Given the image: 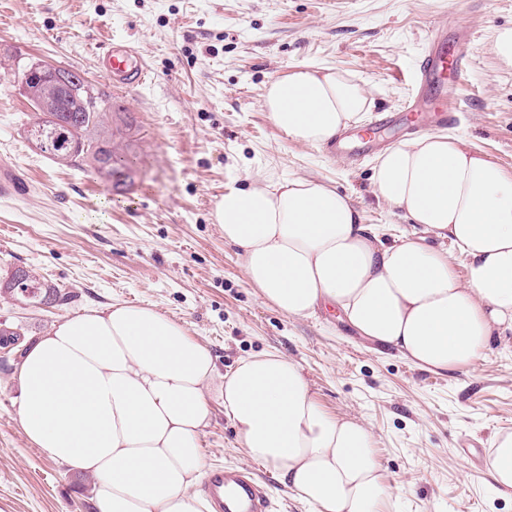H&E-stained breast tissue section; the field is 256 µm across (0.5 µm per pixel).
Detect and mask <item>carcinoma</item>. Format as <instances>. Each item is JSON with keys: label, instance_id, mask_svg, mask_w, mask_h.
<instances>
[{"label": "carcinoma", "instance_id": "1", "mask_svg": "<svg viewBox=\"0 0 512 512\" xmlns=\"http://www.w3.org/2000/svg\"><path fill=\"white\" fill-rule=\"evenodd\" d=\"M75 79L66 96L57 99L55 111L35 112L30 118L29 135L43 131L46 147L40 151L56 163L87 162L93 170L105 173L118 189L132 179V166L125 157L112 153V133L107 126V113L98 111L88 98L94 90L85 78L72 72ZM3 287L24 295L35 294L29 272L18 269L3 283Z\"/></svg>", "mask_w": 512, "mask_h": 512}]
</instances>
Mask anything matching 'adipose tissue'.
Listing matches in <instances>:
<instances>
[{
	"label": "adipose tissue",
	"mask_w": 512,
	"mask_h": 512,
	"mask_svg": "<svg viewBox=\"0 0 512 512\" xmlns=\"http://www.w3.org/2000/svg\"><path fill=\"white\" fill-rule=\"evenodd\" d=\"M264 106L289 139L320 149L373 100L357 76L304 65L269 82ZM372 192L418 233L382 242L351 195L302 174L226 189L215 223L287 316L335 310L415 368L473 370L512 333V174L466 138L431 132L379 155ZM219 377L244 455L312 512H388L406 490L384 474L371 428L326 413L293 360L248 356L218 376L209 348L151 306L91 307L29 345L18 422L49 459L94 478L96 512H207L200 439ZM486 469L512 495V432L494 435Z\"/></svg>",
	"instance_id": "obj_1"
}]
</instances>
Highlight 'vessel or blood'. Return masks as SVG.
I'll use <instances>...</instances> for the list:
<instances>
[{
  "label": "vessel or blood",
  "mask_w": 512,
  "mask_h": 512,
  "mask_svg": "<svg viewBox=\"0 0 512 512\" xmlns=\"http://www.w3.org/2000/svg\"><path fill=\"white\" fill-rule=\"evenodd\" d=\"M432 51L418 65V81L441 86L446 70L464 75L468 68L465 48L470 42L468 33H461L456 44H449L447 35L433 30L428 34ZM95 66L117 86L133 89L142 86L148 77L146 66L138 52L127 43H108L95 56ZM215 512H267L268 499L262 487L248 472L218 470L211 472L204 486Z\"/></svg>",
  "instance_id": "1"
}]
</instances>
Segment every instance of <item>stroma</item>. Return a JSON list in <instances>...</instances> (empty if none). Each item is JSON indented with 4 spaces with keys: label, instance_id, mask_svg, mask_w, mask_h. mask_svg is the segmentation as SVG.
Segmentation results:
<instances>
[{
    "label": "stroma",
    "instance_id": "1",
    "mask_svg": "<svg viewBox=\"0 0 512 512\" xmlns=\"http://www.w3.org/2000/svg\"><path fill=\"white\" fill-rule=\"evenodd\" d=\"M474 28L471 64L449 79L466 137L512 173V70L491 53L494 31L512 25V0H0V162L27 185L0 198V281L16 269L70 292L42 306L0 290V512H94L95 480L28 443L17 412L19 353L92 306L150 305L185 323L219 372L242 357L278 351L298 362L330 415L364 421L388 478L408 488L390 512H512L485 463L460 448L489 449L512 432V335L497 338L472 373L420 371L356 336L337 314L291 318L244 277L214 219L230 187L300 173L352 193L384 242L414 225L371 192L375 154L352 158L289 139L264 106L272 79L314 64L354 74L374 99L364 127L418 98L415 64L428 30ZM128 41L148 70L134 89L99 73L94 52ZM42 60L75 71L122 101L112 145L133 163L116 190L89 165L62 166L29 140V101L14 66ZM212 422L201 437L207 468L247 464L224 399L210 390Z\"/></svg>",
    "mask_w": 512,
    "mask_h": 512
}]
</instances>
